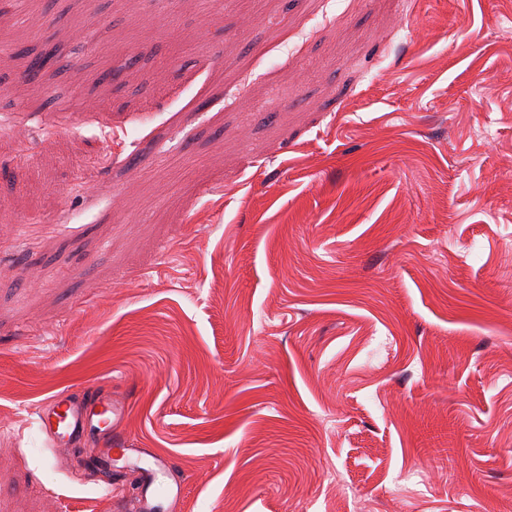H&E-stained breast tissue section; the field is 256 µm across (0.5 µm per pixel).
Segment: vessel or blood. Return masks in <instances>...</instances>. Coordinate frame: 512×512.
Masks as SVG:
<instances>
[{
  "label": "vessel or blood",
  "mask_w": 512,
  "mask_h": 512,
  "mask_svg": "<svg viewBox=\"0 0 512 512\" xmlns=\"http://www.w3.org/2000/svg\"><path fill=\"white\" fill-rule=\"evenodd\" d=\"M126 410L125 402L105 394L93 392L81 399L57 396L37 409L34 424L48 447L57 450L69 448L74 439L94 429L100 430L106 447L119 448L123 442L113 432L112 425L124 416ZM169 465V460L161 457L157 459L155 469L141 474L140 490L134 499L135 512H152L156 497L173 496V489L161 484L157 476L158 470Z\"/></svg>",
  "instance_id": "1"
}]
</instances>
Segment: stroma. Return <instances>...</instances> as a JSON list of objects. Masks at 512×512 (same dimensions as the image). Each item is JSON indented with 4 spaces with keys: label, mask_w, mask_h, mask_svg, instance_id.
<instances>
[{
    "label": "stroma",
    "mask_w": 512,
    "mask_h": 512,
    "mask_svg": "<svg viewBox=\"0 0 512 512\" xmlns=\"http://www.w3.org/2000/svg\"><path fill=\"white\" fill-rule=\"evenodd\" d=\"M31 13L0 37V512H123L160 456L153 512H505L512 0ZM55 43L71 70L21 84ZM92 391L128 405L99 469L33 423Z\"/></svg>",
    "instance_id": "35a3bbf8"
}]
</instances>
